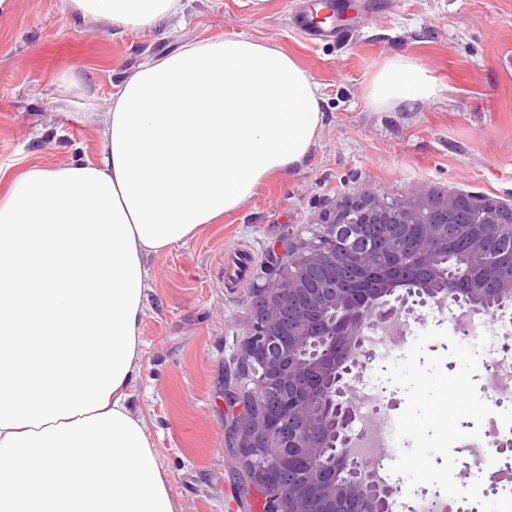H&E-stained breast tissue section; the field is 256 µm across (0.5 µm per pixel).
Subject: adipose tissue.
<instances>
[{"mask_svg": "<svg viewBox=\"0 0 512 512\" xmlns=\"http://www.w3.org/2000/svg\"><path fill=\"white\" fill-rule=\"evenodd\" d=\"M75 18L146 28L181 0H60ZM439 86L388 60L372 104ZM317 87L254 40L182 45L139 63L98 125L101 156L32 163L0 194V512H183L134 380L148 259L196 238L267 177L301 165L321 127Z\"/></svg>", "mask_w": 512, "mask_h": 512, "instance_id": "ef3b65f1", "label": "adipose tissue"}]
</instances>
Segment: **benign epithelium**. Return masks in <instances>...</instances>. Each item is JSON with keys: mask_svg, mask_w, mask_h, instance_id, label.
Wrapping results in <instances>:
<instances>
[{"mask_svg": "<svg viewBox=\"0 0 512 512\" xmlns=\"http://www.w3.org/2000/svg\"><path fill=\"white\" fill-rule=\"evenodd\" d=\"M473 208L489 224H497L495 215L504 206L488 198L471 202ZM409 215L391 207L382 197L363 204L361 195L346 199L326 220L330 234L324 240L332 248L330 256L342 264L364 265L368 249L362 245L361 224H397ZM319 247L292 233L285 234L269 254L278 269H291L302 263ZM395 251L403 257H416L430 264H438L436 239L429 237L418 243L394 242ZM302 279L285 280L275 275L264 285L252 289L251 304L259 312L252 322L241 349L243 361L255 360L269 365L253 389L244 386L239 396L230 397L232 390L224 389V402L231 413L230 427L240 437L243 457L256 467L255 489L261 496L260 512H289L288 504L296 499L318 498L327 493L326 485L332 474L346 471L337 492L346 495L369 512H390V498L396 489L376 480L361 456L353 447L369 436L367 429L355 427L359 421L350 380L357 379L367 367L360 360L365 336L369 332L399 327L402 313L413 311V306L447 302L453 297L448 290V279L443 277L428 288H409L394 299L380 294L373 303H357L354 288L336 284L329 288L336 307L346 315L331 326H324V357L334 360L333 371L323 379L308 373V365L300 363L292 345H285L277 336V308L288 293L300 290ZM282 389L283 411L275 444L254 448L245 439L262 430L260 420L254 418L258 396L266 391ZM288 467L300 475L297 488H283L277 481L278 471Z\"/></svg>", "mask_w": 512, "mask_h": 512, "instance_id": "1", "label": "benign epithelium"}]
</instances>
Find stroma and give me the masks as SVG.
Wrapping results in <instances>:
<instances>
[{
    "label": "stroma",
    "mask_w": 512,
    "mask_h": 512,
    "mask_svg": "<svg viewBox=\"0 0 512 512\" xmlns=\"http://www.w3.org/2000/svg\"><path fill=\"white\" fill-rule=\"evenodd\" d=\"M335 3L339 39L295 26L309 0H183L177 17L139 30L82 24L59 0H11L0 13L1 169L97 159V116L122 73L187 42L270 44L317 86L322 127L304 163L152 265L132 402L184 512H250L243 457L224 428V383L237 378L248 295L267 280V251L287 231L309 232L357 191L512 206V0ZM397 57L425 68L439 95L372 104V77Z\"/></svg>",
    "instance_id": "stroma-1"
}]
</instances>
